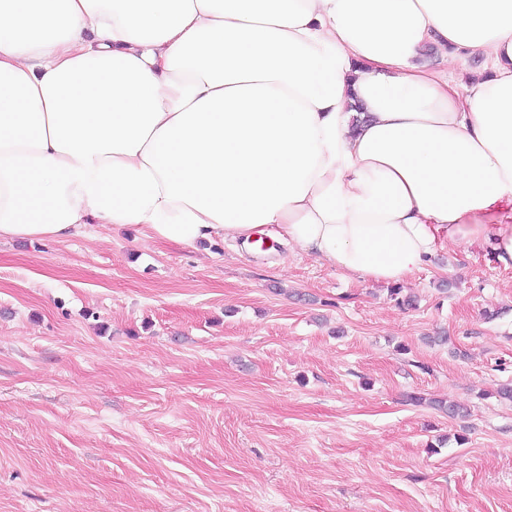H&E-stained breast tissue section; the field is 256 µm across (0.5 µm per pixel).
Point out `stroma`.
Instances as JSON below:
<instances>
[{
  "label": "stroma",
  "instance_id": "stroma-1",
  "mask_svg": "<svg viewBox=\"0 0 512 512\" xmlns=\"http://www.w3.org/2000/svg\"><path fill=\"white\" fill-rule=\"evenodd\" d=\"M262 238L0 242V512H512V268L441 243L407 307Z\"/></svg>",
  "mask_w": 512,
  "mask_h": 512
}]
</instances>
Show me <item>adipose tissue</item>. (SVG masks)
I'll return each mask as SVG.
<instances>
[{
  "label": "adipose tissue",
  "instance_id": "1",
  "mask_svg": "<svg viewBox=\"0 0 512 512\" xmlns=\"http://www.w3.org/2000/svg\"><path fill=\"white\" fill-rule=\"evenodd\" d=\"M91 224L512 268V0H0V241Z\"/></svg>",
  "mask_w": 512,
  "mask_h": 512
}]
</instances>
